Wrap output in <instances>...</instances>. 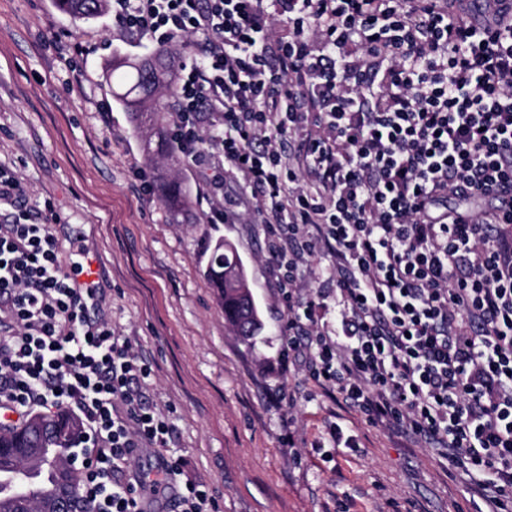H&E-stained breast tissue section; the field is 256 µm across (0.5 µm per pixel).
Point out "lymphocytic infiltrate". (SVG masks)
Listing matches in <instances>:
<instances>
[{"instance_id": "lymphocytic-infiltrate-1", "label": "lymphocytic infiltrate", "mask_w": 512, "mask_h": 512, "mask_svg": "<svg viewBox=\"0 0 512 512\" xmlns=\"http://www.w3.org/2000/svg\"><path fill=\"white\" fill-rule=\"evenodd\" d=\"M112 0L121 32L204 36L182 64L175 143L251 190L285 294V353L369 424L424 442L488 512H512V17L486 0ZM460 201L449 208V197ZM0 428L65 408L68 460L87 512H211L203 483L133 469L175 426L147 394L130 337L77 289L86 250L62 262L52 212L0 165ZM332 265L305 282L319 254ZM336 304L328 327L321 313Z\"/></svg>"}]
</instances>
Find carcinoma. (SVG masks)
Listing matches in <instances>:
<instances>
[{"label":"carcinoma","mask_w":512,"mask_h":512,"mask_svg":"<svg viewBox=\"0 0 512 512\" xmlns=\"http://www.w3.org/2000/svg\"><path fill=\"white\" fill-rule=\"evenodd\" d=\"M59 11L73 21H88L101 18L108 12V0H56ZM172 62L161 49L148 58L136 60L114 58L105 71L110 78L115 72L121 74V91L112 96L127 112L135 133L147 131L143 141V152L149 157L152 138H157V149L169 151L168 113L153 98L157 89L169 85ZM164 186L163 201L176 221L189 210L191 201L185 186L159 175ZM205 275L221 288L224 318L238 336L247 342L260 336L264 324L254 302H246L243 288L248 285L244 263L232 246L218 240L210 248L205 263ZM77 433V422L69 413L59 410L50 415H35L21 428L0 429V465L11 469L30 460H37L33 473L44 483L45 495L37 496L22 504L15 498L0 493V512H51L45 498L62 496L78 490L79 475L64 461L65 453L72 447Z\"/></svg>","instance_id":"cac0c4a2"}]
</instances>
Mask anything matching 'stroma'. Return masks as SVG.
<instances>
[{"label": "stroma", "mask_w": 512, "mask_h": 512, "mask_svg": "<svg viewBox=\"0 0 512 512\" xmlns=\"http://www.w3.org/2000/svg\"><path fill=\"white\" fill-rule=\"evenodd\" d=\"M59 42L79 48L70 65ZM155 48L108 16L76 24L53 0H0V163L24 184L29 207H52L62 254L83 238L99 313L150 366L149 393L173 419L185 473L208 485L216 512H483L445 460L366 424L284 359L285 302L260 216L240 206L209 224L197 203L173 224L160 189L142 195L133 168L154 175L167 160H145L105 67L113 54ZM220 239L244 261L265 324L252 346L203 273L201 256ZM281 390L295 394L293 405L271 404ZM334 422L358 448L333 447Z\"/></svg>", "instance_id": "obj_1"}]
</instances>
